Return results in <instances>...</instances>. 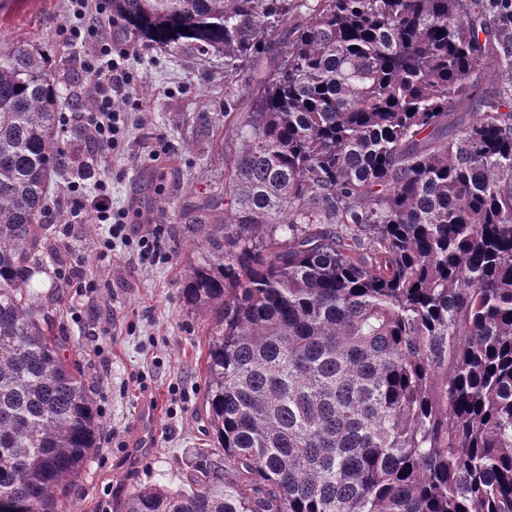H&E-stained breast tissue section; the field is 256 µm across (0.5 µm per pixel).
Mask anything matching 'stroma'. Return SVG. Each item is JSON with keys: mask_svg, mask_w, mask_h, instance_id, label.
<instances>
[{"mask_svg": "<svg viewBox=\"0 0 512 512\" xmlns=\"http://www.w3.org/2000/svg\"><path fill=\"white\" fill-rule=\"evenodd\" d=\"M71 0H0V48L38 47L52 62L86 60L62 24ZM127 125L100 177L129 232L161 227L156 261L138 263L135 242L101 254L105 224H59L63 260L45 258L32 285L96 396L98 446L68 499L69 512H113L135 489L192 486L196 452L215 450L205 407L212 316L194 310L181 288L199 249L198 204L224 191V63L140 42L128 62ZM72 274L62 281L61 271ZM158 411L156 444H136L138 421Z\"/></svg>", "mask_w": 512, "mask_h": 512, "instance_id": "35a3bbf8", "label": "stroma"}]
</instances>
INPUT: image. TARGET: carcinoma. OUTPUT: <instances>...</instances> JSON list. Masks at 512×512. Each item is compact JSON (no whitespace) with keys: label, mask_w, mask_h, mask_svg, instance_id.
Returning <instances> with one entry per match:
<instances>
[{"label":"carcinoma","mask_w":512,"mask_h":512,"mask_svg":"<svg viewBox=\"0 0 512 512\" xmlns=\"http://www.w3.org/2000/svg\"><path fill=\"white\" fill-rule=\"evenodd\" d=\"M224 59V216L183 297L215 319L224 463L120 512H512V0H109ZM186 31H181V28ZM0 50V512H60L94 392L31 287L79 87ZM488 70L508 76L495 92Z\"/></svg>","instance_id":"obj_1"}]
</instances>
